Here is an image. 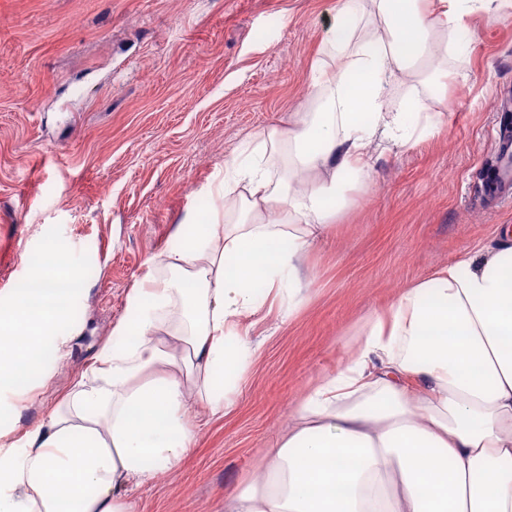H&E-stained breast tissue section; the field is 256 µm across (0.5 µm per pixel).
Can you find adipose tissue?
<instances>
[{
	"label": "adipose tissue",
	"mask_w": 512,
	"mask_h": 512,
	"mask_svg": "<svg viewBox=\"0 0 512 512\" xmlns=\"http://www.w3.org/2000/svg\"><path fill=\"white\" fill-rule=\"evenodd\" d=\"M487 2L340 0L332 43L351 60L332 74L314 64L316 110L260 132L253 158L225 160L207 191L230 200V218L187 216L162 260L168 277L132 289L111 340L47 420L16 440L0 428V512H134L130 493L181 467L188 386L210 417L235 410L259 349L240 318L269 299L294 312L301 258L365 182L373 146L435 130L424 102L389 111L391 84L437 87L448 50L436 31ZM364 25L377 51L357 40ZM292 415L263 483L225 512H512V227L400 292Z\"/></svg>",
	"instance_id": "1"
}]
</instances>
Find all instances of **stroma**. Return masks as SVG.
<instances>
[{"mask_svg": "<svg viewBox=\"0 0 512 512\" xmlns=\"http://www.w3.org/2000/svg\"><path fill=\"white\" fill-rule=\"evenodd\" d=\"M339 0H0V297L27 275L52 226L87 252L79 334L47 381H33L14 436L40 425L94 359L132 288L177 242L224 161L266 127L312 111L311 64ZM495 22L471 14L448 32L439 95L393 83L389 108L428 100L434 135L381 154L327 236L308 253L305 300L242 319L263 345L236 411L209 418L192 399L193 442L177 471L139 493L137 512H224L261 483L262 460L311 380L336 372L366 319L405 288L498 241L512 203L482 201L497 95L512 82V0Z\"/></svg>", "mask_w": 512, "mask_h": 512, "instance_id": "obj_1", "label": "stroma"}]
</instances>
